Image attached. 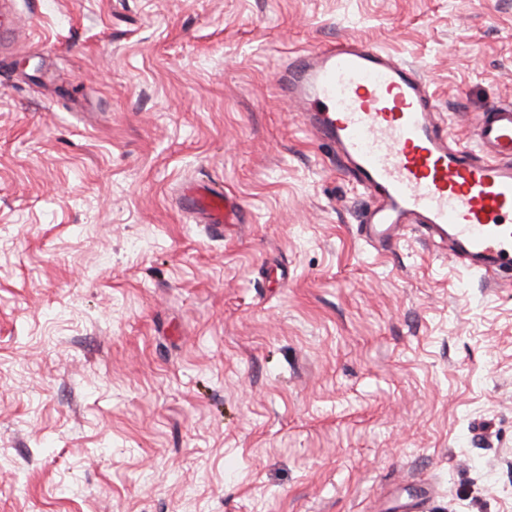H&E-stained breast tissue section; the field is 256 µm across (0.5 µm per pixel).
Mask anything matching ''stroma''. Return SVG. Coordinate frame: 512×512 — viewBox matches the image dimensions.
Masks as SVG:
<instances>
[{"mask_svg": "<svg viewBox=\"0 0 512 512\" xmlns=\"http://www.w3.org/2000/svg\"><path fill=\"white\" fill-rule=\"evenodd\" d=\"M0 35V512H512V285L373 202L274 88L352 40L462 145L512 0H12ZM195 179L245 221L175 206Z\"/></svg>", "mask_w": 512, "mask_h": 512, "instance_id": "1", "label": "stroma"}]
</instances>
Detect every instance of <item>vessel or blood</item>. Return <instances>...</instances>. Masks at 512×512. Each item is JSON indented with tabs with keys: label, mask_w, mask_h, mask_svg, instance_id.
<instances>
[{
	"label": "vessel or blood",
	"mask_w": 512,
	"mask_h": 512,
	"mask_svg": "<svg viewBox=\"0 0 512 512\" xmlns=\"http://www.w3.org/2000/svg\"><path fill=\"white\" fill-rule=\"evenodd\" d=\"M275 89L373 193L358 226L366 246L390 250L418 227L450 260L512 280L511 105L480 113L475 147L453 144L410 64L349 42L295 56ZM180 196L217 232L243 211L233 195L197 184L183 185Z\"/></svg>",
	"instance_id": "1"
}]
</instances>
